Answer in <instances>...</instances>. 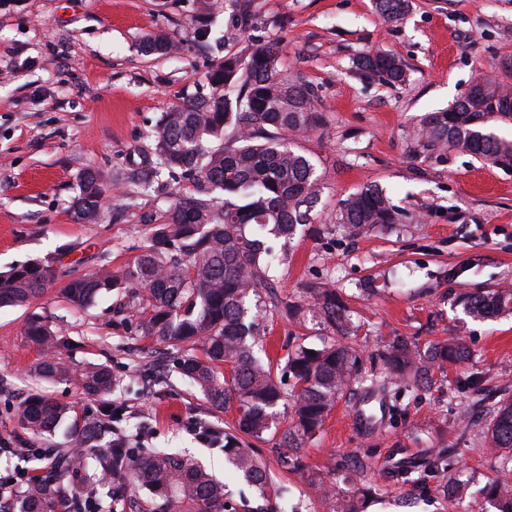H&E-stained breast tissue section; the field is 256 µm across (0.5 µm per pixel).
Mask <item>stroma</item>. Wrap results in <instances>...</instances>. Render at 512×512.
I'll use <instances>...</instances> for the list:
<instances>
[{"instance_id": "stroma-1", "label": "stroma", "mask_w": 512, "mask_h": 512, "mask_svg": "<svg viewBox=\"0 0 512 512\" xmlns=\"http://www.w3.org/2000/svg\"><path fill=\"white\" fill-rule=\"evenodd\" d=\"M193 10V0H0V272L41 263L78 276L100 255L118 269L136 254L145 221L160 218L170 201L158 189L142 192L130 169L143 161L163 112L183 95L210 92L204 75L216 58L193 37ZM253 13L245 29L231 12L221 15L230 32L225 53H242L256 39L279 44L288 74L318 87L323 117L301 142L324 183L317 229L298 228L287 261L272 266L274 292L291 300L305 285L331 284L360 326L367 357L396 336L421 344L459 336L471 353L432 391H412L404 415L385 418L374 436L354 425L350 403L339 402L297 454L325 478L339 462L367 457L379 489L367 512H455L447 497L392 478L398 462L455 448L470 478L466 504L489 512L481 489L497 476L499 460L487 451L485 421L492 394L512 396V318L475 321L456 300L512 288V170L453 149H415L414 131L479 72L512 56V0H412L396 24L376 14L373 0H253ZM158 31L181 43L180 54L142 52L143 37ZM375 50L404 63L403 83L357 73L353 58ZM89 168L110 184L107 215L77 224L71 205ZM371 185L403 218L384 232L346 235L336 224L340 204ZM32 316L61 328L73 343L68 357L105 364L119 378L108 398L125 410L112 423L114 437L201 461L224 482L236 512H336L335 496L299 480L275 438L251 443L281 491L270 502L233 477L223 449L197 442L198 424L234 431L236 409L210 406L176 372L177 351L135 336L112 294L85 316L67 315L54 286L29 306L0 308V441L41 447L16 417L30 392L80 413L100 405L73 383L32 375L39 352L23 332ZM291 335L317 347L324 331L269 316L271 361L285 355ZM472 372L482 376V393L449 397V383Z\"/></svg>"}]
</instances>
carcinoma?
I'll list each match as a JSON object with an SVG mask.
<instances>
[{"instance_id":"1","label":"carcinoma","mask_w":512,"mask_h":512,"mask_svg":"<svg viewBox=\"0 0 512 512\" xmlns=\"http://www.w3.org/2000/svg\"><path fill=\"white\" fill-rule=\"evenodd\" d=\"M388 23H398L412 0H374ZM242 26L252 17L251 0H230ZM224 3L196 0L191 18L194 34L207 35L216 11ZM142 49L176 54L179 45L162 33L148 34ZM282 49L255 41L246 57L226 55L205 75L208 95H193L162 114L151 147L144 189L161 184L171 204L148 227L138 253L114 271L104 255L95 270L61 281L58 294L74 313L88 311L104 292L121 295L119 308L132 312L136 333L183 353L179 373L198 387L217 409L237 406L238 429L263 439L275 425V408L291 399V425L279 436L283 448H298L320 434L340 400L360 406L371 399L396 407V387L407 390L432 382V371L468 360L461 339L452 337L423 349L396 336L379 345L375 366L366 368L352 342L347 307L336 289L307 285L301 292L313 307L269 295L268 270L274 260L270 240L289 242L298 227L315 220L323 183L316 165L297 137L321 123L318 90L300 77L284 72ZM363 74L388 84L405 81L404 64L383 52H364L354 60ZM512 119V91L496 75H480L475 91L464 93L448 109L424 116L419 136L425 146L468 152L483 162L512 168V141L500 138L492 123ZM107 189L103 176L88 169L72 207L78 224H97L104 215ZM337 221L358 235L384 230L397 222L386 193L366 187L351 195ZM55 272L29 264L0 275V307L24 306L54 283ZM475 318L512 314V289L495 288L463 298ZM298 323L312 319L331 332L321 346L296 342L283 360L272 363L255 351L267 330L270 309ZM24 333L41 351L35 376L73 381L90 397L112 394L120 380L110 368L91 362L67 361L69 346L60 330L30 318ZM68 408L41 392L29 395L17 410L18 423L28 434L47 442L67 420ZM112 421V406L75 418L70 435L75 447L90 456L59 457L55 485L36 484L21 498L18 512H70L71 496L61 481L92 465L114 500L143 488L151 494L140 512H224V489L203 466L174 449L142 451L123 441L99 445ZM489 448L512 454V396H502L486 423ZM224 453L233 471L258 486L267 498L279 491L269 484L252 453L232 433H224ZM458 471V449L446 448L418 464L399 469L405 482L426 484L437 473ZM371 487L338 495L337 512H363ZM496 512H512V467L485 486Z\"/></svg>"}]
</instances>
